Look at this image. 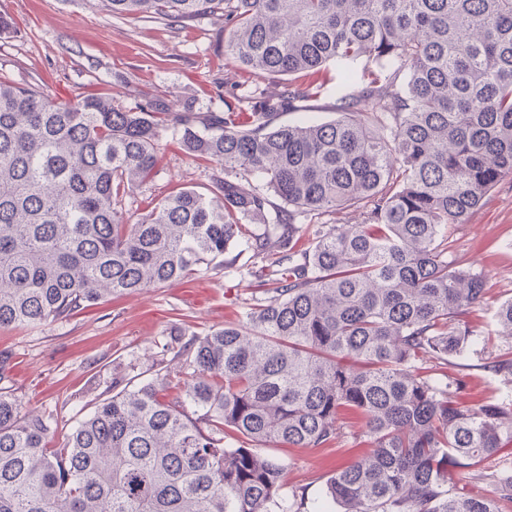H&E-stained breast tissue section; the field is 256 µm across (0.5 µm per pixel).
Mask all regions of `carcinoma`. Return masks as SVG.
<instances>
[{"mask_svg":"<svg viewBox=\"0 0 512 512\" xmlns=\"http://www.w3.org/2000/svg\"><path fill=\"white\" fill-rule=\"evenodd\" d=\"M171 22L224 15V55L256 77L225 112L149 97L57 100L0 80V328L68 319L115 294L200 274L230 248L264 297L179 348L172 376L112 381L58 448L50 418L0 391V512H299L268 442L320 448L359 414L370 448L326 482L341 512H499L512 500V400L471 404L421 365L488 339L465 320L486 276L448 233L512 179V0H107ZM368 79L338 118L321 85L263 80L329 63ZM166 133L221 166L131 224ZM279 199L277 206L273 199ZM360 224H326L341 209ZM512 375V297L495 310ZM497 458V497L459 484ZM336 118V113L331 109H323L314 112H283L277 118L278 124H295L302 121L328 122Z\"/></svg>","mask_w":512,"mask_h":512,"instance_id":"obj_1","label":"carcinoma"}]
</instances>
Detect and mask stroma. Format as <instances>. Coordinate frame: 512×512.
<instances>
[{"label":"stroma","instance_id":"stroma-1","mask_svg":"<svg viewBox=\"0 0 512 512\" xmlns=\"http://www.w3.org/2000/svg\"><path fill=\"white\" fill-rule=\"evenodd\" d=\"M0 16L11 22L0 35V79L62 98L109 93L120 102L163 96L175 108L220 112L226 101L251 86L253 75L224 55V18L203 15L179 23L160 18L112 14L106 0H0ZM362 65L342 81L335 65L324 71L322 110L284 112L277 121L327 122L335 119L337 97L363 82ZM156 176L129 192L122 205L125 220L135 221L155 203L189 187L207 191L217 164L194 160L171 136L160 141ZM455 265L487 274L485 304L469 316L474 329L494 331L498 303L512 297V179L490 193L468 223L448 240ZM247 256L231 269L213 266L202 275L158 288L124 293L79 312L68 320L34 329H0V353L9 354L7 387L24 409L57 421L49 447L108 396L112 380L133 377L153 362H178L164 344H184L236 320L259 291L248 273ZM498 346H475L437 367L433 378L461 380L469 402L512 399V377L488 371ZM367 438L344 437L324 448L266 446L286 467L285 494L304 492L306 512H317L328 478L336 467L366 452Z\"/></svg>","mask_w":512,"mask_h":512}]
</instances>
